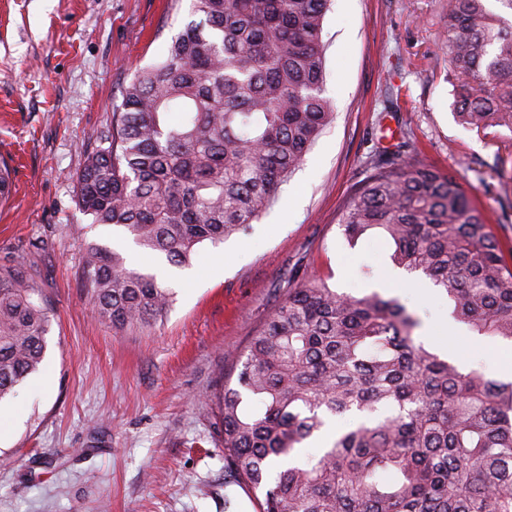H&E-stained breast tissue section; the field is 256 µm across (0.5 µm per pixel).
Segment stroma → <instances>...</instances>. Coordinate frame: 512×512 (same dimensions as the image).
I'll use <instances>...</instances> for the list:
<instances>
[{"instance_id":"1","label":"stroma","mask_w":512,"mask_h":512,"mask_svg":"<svg viewBox=\"0 0 512 512\" xmlns=\"http://www.w3.org/2000/svg\"><path fill=\"white\" fill-rule=\"evenodd\" d=\"M441 18L442 0H332L334 121L249 234L203 244L181 268L94 224L74 176L102 146L124 86L190 21L191 0H0V161L12 181L0 271L21 269L52 315L39 371L0 400L15 416L0 438V512H260L262 491L224 468L212 398L303 269L340 292L399 299L427 342L443 349L457 335L500 378L512 344L456 331L429 280L395 267L374 233L351 245L336 224L387 127L455 173L512 248V132L486 136L458 119L462 79L438 40ZM93 242L171 288L161 320L124 332L94 320L80 278ZM366 264L375 278L361 276Z\"/></svg>"}]
</instances>
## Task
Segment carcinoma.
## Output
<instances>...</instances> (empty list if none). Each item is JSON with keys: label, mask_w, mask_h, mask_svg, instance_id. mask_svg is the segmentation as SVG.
<instances>
[{"label": "carcinoma", "mask_w": 512, "mask_h": 512, "mask_svg": "<svg viewBox=\"0 0 512 512\" xmlns=\"http://www.w3.org/2000/svg\"><path fill=\"white\" fill-rule=\"evenodd\" d=\"M330 0H192L164 58L139 70L112 113L110 146L76 173L79 208L144 250L188 266L198 245L248 233L333 118L322 32ZM443 40L462 123L512 132V0H446ZM339 214L343 237L377 233L393 264L439 289L470 335L512 343V258L452 174L405 141L370 157ZM98 320L155 323L173 292L124 256L88 245ZM398 299L288 286L218 398L224 462L265 489L262 512H512V381L463 368L416 335ZM49 311L0 273V399L44 359ZM317 459L301 448L334 417Z\"/></svg>", "instance_id": "1"}]
</instances>
